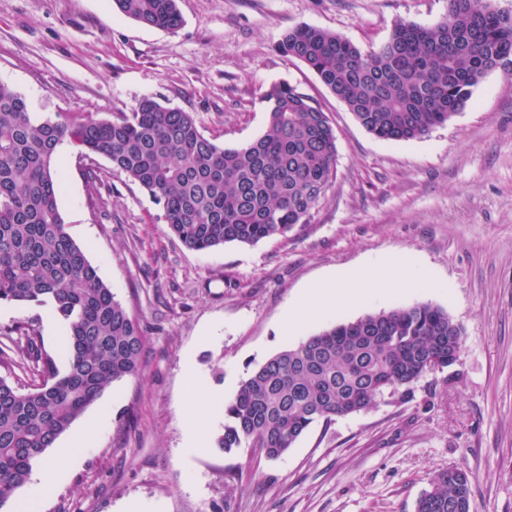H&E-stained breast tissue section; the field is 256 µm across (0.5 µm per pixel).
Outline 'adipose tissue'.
Here are the masks:
<instances>
[{
	"label": "adipose tissue",
	"mask_w": 512,
	"mask_h": 512,
	"mask_svg": "<svg viewBox=\"0 0 512 512\" xmlns=\"http://www.w3.org/2000/svg\"><path fill=\"white\" fill-rule=\"evenodd\" d=\"M391 268V263L386 262L372 268L351 270L333 277L303 298L296 310L289 315V323L318 319L339 302L348 306L363 302L372 289L385 284ZM94 434V426H87L77 433L66 447L59 449L57 461L48 464L31 484L29 504L39 503L63 480L65 470L61 466L62 461L76 458L84 448L89 446Z\"/></svg>",
	"instance_id": "obj_1"
}]
</instances>
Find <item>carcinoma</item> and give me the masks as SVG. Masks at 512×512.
<instances>
[{"label": "carcinoma", "instance_id": "carcinoma-1", "mask_svg": "<svg viewBox=\"0 0 512 512\" xmlns=\"http://www.w3.org/2000/svg\"><path fill=\"white\" fill-rule=\"evenodd\" d=\"M138 24L171 33L178 0H113ZM304 63L356 120L387 141L420 138L464 109L489 72L512 76V12L492 0H448L432 26L400 20L388 40L364 52L307 24L277 45ZM263 134L224 148L195 116L142 98L112 120L37 117L0 82V302L51 305L67 328L65 371L25 322L26 356L41 383L23 392L0 377V509L29 480L33 464L104 390L140 370L144 332L72 239L57 197L58 146L102 156L160 206L164 223L190 250L256 244L309 222L336 174V131L296 87L276 83ZM463 330L444 309L415 303L365 314L281 350L240 382L224 404L213 447L243 445L268 459L286 453L315 422L355 414L378 397L408 393L427 363L460 362ZM435 474L416 512H470L468 472Z\"/></svg>", "mask_w": 512, "mask_h": 512}]
</instances>
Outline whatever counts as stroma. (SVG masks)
<instances>
[{
  "label": "stroma",
  "mask_w": 512,
  "mask_h": 512,
  "mask_svg": "<svg viewBox=\"0 0 512 512\" xmlns=\"http://www.w3.org/2000/svg\"><path fill=\"white\" fill-rule=\"evenodd\" d=\"M174 33L146 28L112 0H0V82L38 115L109 119L152 97L193 113L224 147L265 129L263 96L285 82L311 96L336 131V176L309 223L254 245L187 249L138 184L97 157L99 188L60 145L58 207L102 281L139 321L138 375L113 383L73 423L106 414L90 448L38 512H415L430 476L471 475L470 512H512V79L488 73L469 104L421 138L390 142L363 128L302 62L277 44L289 28L334 31L379 47L399 20L440 21L448 0H179ZM394 259L401 272L357 306L285 329L318 282ZM414 303L464 330L459 364L423 375L409 395L318 421L283 456L254 448L192 453L184 413L191 379L232 398L247 373L337 322ZM31 324L65 368L64 324L51 306L0 307V344L20 389ZM194 364V376L185 367Z\"/></svg>",
  "instance_id": "stroma-1"
}]
</instances>
